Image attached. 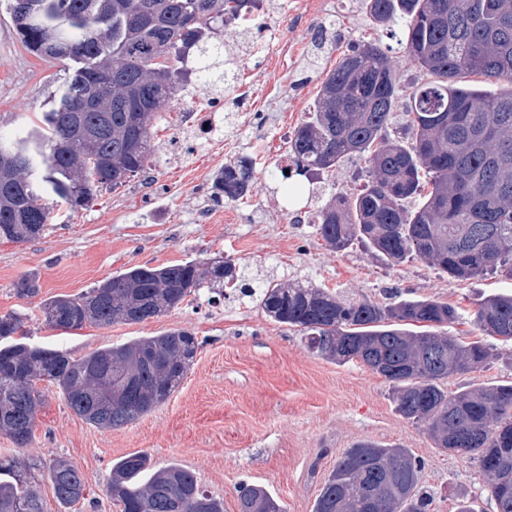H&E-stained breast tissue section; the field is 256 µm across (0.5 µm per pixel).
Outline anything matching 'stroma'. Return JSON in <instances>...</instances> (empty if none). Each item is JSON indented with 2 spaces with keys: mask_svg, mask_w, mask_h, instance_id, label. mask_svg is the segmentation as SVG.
Masks as SVG:
<instances>
[{
  "mask_svg": "<svg viewBox=\"0 0 512 512\" xmlns=\"http://www.w3.org/2000/svg\"><path fill=\"white\" fill-rule=\"evenodd\" d=\"M8 5L0 0V138L14 140L40 126L76 65L49 63L25 50ZM257 18L262 31L245 34L231 24L220 32L232 54L234 88L191 79L177 102L161 106L152 129L155 151L143 173L100 192L87 209L53 205L39 238L0 240V316H22L26 343L64 348L79 358L187 330L200 343L193 366L168 401L114 430L86 423L55 386L40 383L44 403L32 441L21 448L0 434V456L35 463L46 512H59L47 474L57 457L74 464L85 481L86 498L71 512H120L108 492L112 465L135 452L147 453L158 467L175 463L193 471L200 485L223 499L224 512H238L244 484L266 487L286 512H313L341 453L372 441L405 448L423 461L419 485L432 496L433 512H456L463 499L476 512H489L475 455L435 448L423 425L398 413L391 382L359 363L317 356L297 331L273 322L239 292L220 296L204 288L142 323L62 331L43 321L45 301L86 292L133 266L229 260L255 285L288 280L382 305L405 298L455 304L461 318L449 333L485 340L492 357L474 372L449 378L448 391L512 383V344L485 336L473 324L481 301L512 294L511 278L489 273L460 281L419 258L391 263L361 243L331 249L304 218L336 193L359 192L367 180L365 158L295 174L286 183L268 175L287 158L289 138L312 112L321 73L335 68L351 44L376 42L401 85L428 81L404 51L402 29L378 26L342 0H263ZM274 36L292 54L273 50ZM243 87L249 98L242 107ZM198 103L227 113L220 140L171 153L170 142L187 135V110ZM242 155L254 163L248 195L211 203L216 221L199 223L195 209L215 173ZM288 183L294 193L285 192ZM29 274L40 291L18 297L15 284Z\"/></svg>",
  "mask_w": 512,
  "mask_h": 512,
  "instance_id": "35a3bbf8",
  "label": "stroma"
}]
</instances>
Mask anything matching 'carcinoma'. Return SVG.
Segmentation results:
<instances>
[{
	"mask_svg": "<svg viewBox=\"0 0 512 512\" xmlns=\"http://www.w3.org/2000/svg\"><path fill=\"white\" fill-rule=\"evenodd\" d=\"M36 4L33 17L14 24L22 44L42 59L79 67L42 126L0 155L13 161V183H0V238L25 242L51 219L47 196L69 210L87 208L103 188H117L143 172L152 153L151 123L187 78L190 52L199 78L230 87L235 74L216 62L221 52L206 33L249 16L254 0H10V14ZM379 23H400L405 50L433 81L406 103L411 146L389 134L401 98L391 64L372 43H358L325 74L312 117L290 140L295 173L338 166L368 156L370 179L355 195L336 194L316 213L323 240L345 250L367 243L394 263L420 257L456 280L488 271L512 278V0H365ZM54 33L59 53L44 48ZM463 74L507 85L489 91L462 84ZM252 161L224 164L213 197L237 201L248 191ZM422 196L417 208L403 201ZM229 285L273 321L294 328L307 348L338 363L356 361L395 384L400 415L427 430L435 447L477 456L494 512H512V384L470 388L451 395L444 381L485 366L490 348L443 331L459 310L435 299L393 306L346 300L320 288L285 282L256 288L235 264L196 261L160 268L132 267L79 295L42 306L56 329L141 323L183 304L206 287ZM39 293L29 276L15 288ZM474 324L512 341V295L481 302ZM17 314L0 316V434L24 447L42 405L40 382L57 386L74 413L101 429H119L164 404L194 364L199 343L174 330L96 350L74 359L62 349L15 338ZM422 461L405 448L362 441L344 452L316 499L314 512H429L418 490ZM48 475L57 503L85 499L80 471L55 459ZM121 512H224L194 473L171 464L155 469L145 453L112 464L109 485ZM45 512L31 465L0 458V512ZM239 512H284L264 487L239 490Z\"/></svg>",
	"mask_w": 512,
	"mask_h": 512,
	"instance_id": "cac0c4a2",
	"label": "carcinoma"
}]
</instances>
